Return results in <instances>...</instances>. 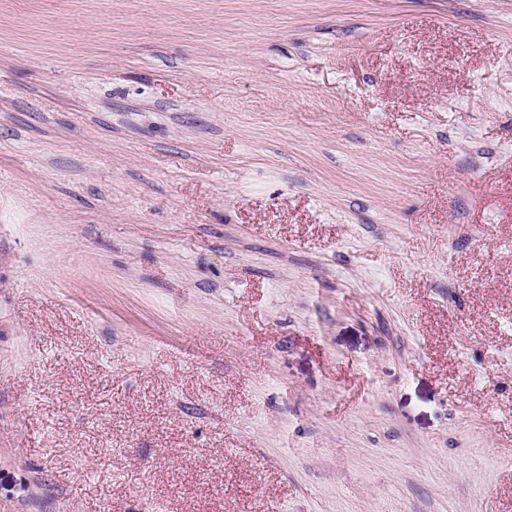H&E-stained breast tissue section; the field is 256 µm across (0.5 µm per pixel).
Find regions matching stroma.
<instances>
[{
  "label": "stroma",
  "mask_w": 512,
  "mask_h": 512,
  "mask_svg": "<svg viewBox=\"0 0 512 512\" xmlns=\"http://www.w3.org/2000/svg\"><path fill=\"white\" fill-rule=\"evenodd\" d=\"M0 512H512V0H0Z\"/></svg>",
  "instance_id": "35a3bbf8"
}]
</instances>
